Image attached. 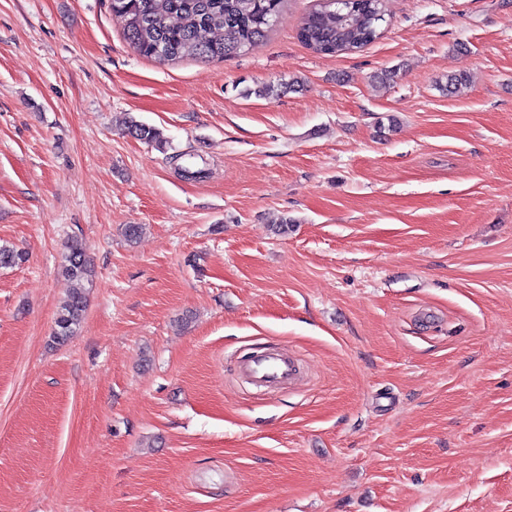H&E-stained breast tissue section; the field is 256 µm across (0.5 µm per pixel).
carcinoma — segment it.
Segmentation results:
<instances>
[{
	"label": "carcinoma",
	"instance_id": "1",
	"mask_svg": "<svg viewBox=\"0 0 512 512\" xmlns=\"http://www.w3.org/2000/svg\"><path fill=\"white\" fill-rule=\"evenodd\" d=\"M284 0H111L112 10L125 20V36L136 52L146 58L169 61L192 56L201 61L238 56L277 23ZM384 0H317L304 19L299 37L317 54L356 52L380 35ZM219 30L224 38L205 40L201 32ZM131 137L159 149L166 147L163 132L130 119ZM26 254L0 247V267H12ZM62 273L72 287L55 317L52 342L61 344L82 323L87 290L93 269L80 242L65 244Z\"/></svg>",
	"mask_w": 512,
	"mask_h": 512
}]
</instances>
